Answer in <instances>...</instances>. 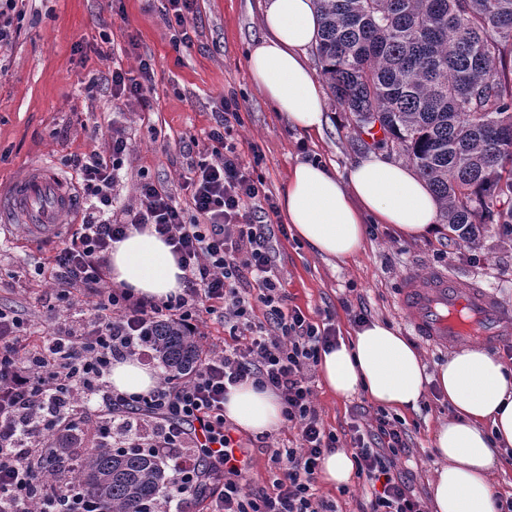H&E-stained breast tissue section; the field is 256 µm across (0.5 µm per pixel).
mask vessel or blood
Instances as JSON below:
<instances>
[{
	"label": "vessel or blood",
	"instance_id": "obj_1",
	"mask_svg": "<svg viewBox=\"0 0 512 512\" xmlns=\"http://www.w3.org/2000/svg\"><path fill=\"white\" fill-rule=\"evenodd\" d=\"M47 165L32 166L0 188V222L24 224L36 234L62 231L78 208L76 194H61ZM400 304L425 341L455 347L473 340L491 347L512 344V311L480 286L448 273L406 276Z\"/></svg>",
	"mask_w": 512,
	"mask_h": 512
}]
</instances>
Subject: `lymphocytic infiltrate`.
<instances>
[{"mask_svg": "<svg viewBox=\"0 0 512 512\" xmlns=\"http://www.w3.org/2000/svg\"><path fill=\"white\" fill-rule=\"evenodd\" d=\"M214 120L210 159L190 165L184 177V206L145 179L138 205L114 210L112 185L131 150L120 129H110L106 151L71 157L90 204L54 248L47 272L58 301L71 289L82 292L89 318L33 334L21 315L0 309V512H104L79 485L59 496L34 479V466L66 457L58 438L80 431L111 447L152 449L170 467V492L158 512L187 504L212 479L220 487L211 512H337L317 482L338 437L319 417L309 377L322 350L338 341L335 316L326 310L314 322L287 306L272 244L277 206L226 142L240 120L237 101L222 100ZM132 228L171 246L183 271L180 292L155 301L110 283L109 250ZM248 280L256 293L244 291ZM208 316L228 325L231 346H199L192 370L147 393L112 386L115 362L151 358L155 325L170 322L195 336ZM246 382L279 397L283 421L299 440L295 448L270 449L267 492L244 490L238 442L224 419L228 386ZM350 447L371 489L360 512H426L398 467L410 454L398 420L379 410L371 425L352 424Z\"/></svg>", "mask_w": 512, "mask_h": 512, "instance_id": "lymphocytic-infiltrate-1", "label": "lymphocytic infiltrate"}]
</instances>
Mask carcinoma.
Listing matches in <instances>:
<instances>
[{"label": "carcinoma", "instance_id": "1", "mask_svg": "<svg viewBox=\"0 0 512 512\" xmlns=\"http://www.w3.org/2000/svg\"><path fill=\"white\" fill-rule=\"evenodd\" d=\"M315 55L357 141L407 158L442 220L475 248L485 224L512 235V0H317ZM381 137L368 143L374 129ZM166 377L195 363L197 344L154 328ZM85 494L110 512H151L168 477L145 448L79 449Z\"/></svg>", "mask_w": 512, "mask_h": 512}]
</instances>
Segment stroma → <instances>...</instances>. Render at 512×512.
Instances as JSON below:
<instances>
[{
    "label": "stroma",
    "mask_w": 512,
    "mask_h": 512,
    "mask_svg": "<svg viewBox=\"0 0 512 512\" xmlns=\"http://www.w3.org/2000/svg\"><path fill=\"white\" fill-rule=\"evenodd\" d=\"M166 0H28L14 24L20 35L0 53V184L20 177L34 163H46L63 189L77 187L70 156L105 150L107 135H92L106 118L132 143L112 194L117 204L136 203L141 178H151L179 203L188 193L180 175L208 156V133L222 98L235 96L241 123L229 138L243 164L260 176L268 193L280 197L300 161L344 170L363 151L347 115L327 103L322 134L309 137L291 128L253 84L246 60L264 35L257 0H195L186 28L190 46L175 42V21ZM152 59L148 105L113 100L111 91L89 89L90 78L119 69L138 76L139 62ZM56 237L36 239L23 224L0 225V307L21 313L32 325L61 322L71 313L53 288L40 284L36 267L46 262ZM278 276L290 307L310 318L331 311L340 336L355 335L351 310L396 328L420 351L428 371L448 359V348L417 336L399 307L406 275L452 273L493 292L512 309V236L484 231L472 249L440 225L435 234L405 239L388 224L367 231L363 251L347 262L331 263L293 236L279 237ZM313 404L325 427L349 447V427L370 424L375 407L363 396L331 394L320 375L312 377ZM453 414L447 399L429 391L418 411L401 418L412 449L407 468L423 498L442 461L432 444L437 424ZM246 460L243 483L257 491L268 481L269 454L255 435L234 430Z\"/></svg>",
    "instance_id": "1"
}]
</instances>
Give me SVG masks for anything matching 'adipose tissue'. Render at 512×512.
Instances as JSON below:
<instances>
[{
  "label": "adipose tissue",
  "mask_w": 512,
  "mask_h": 512,
  "mask_svg": "<svg viewBox=\"0 0 512 512\" xmlns=\"http://www.w3.org/2000/svg\"><path fill=\"white\" fill-rule=\"evenodd\" d=\"M266 31L248 57L256 86L288 124L321 133L326 121L322 86L306 62L315 45L320 14L315 0H259ZM292 235L329 260L345 261L363 250L370 224H389L407 238L438 228L440 205L425 181L385 153L357 158L346 174L327 166H293L281 199ZM113 283L149 298L178 292L181 270L168 246L150 232L129 231L109 252ZM319 368L337 397L363 394L398 414L418 410L428 386L447 398L453 416L437 427L433 445L444 464L431 483L432 512H494L492 476L500 451L512 449V368L473 347L427 373L419 350L390 325L375 321L349 341L323 352ZM110 380L127 393L156 387L155 370L131 360L114 363ZM224 414L239 429L262 435L282 423L279 398L246 383L229 388Z\"/></svg>",
  "instance_id": "adipose-tissue-1"
}]
</instances>
